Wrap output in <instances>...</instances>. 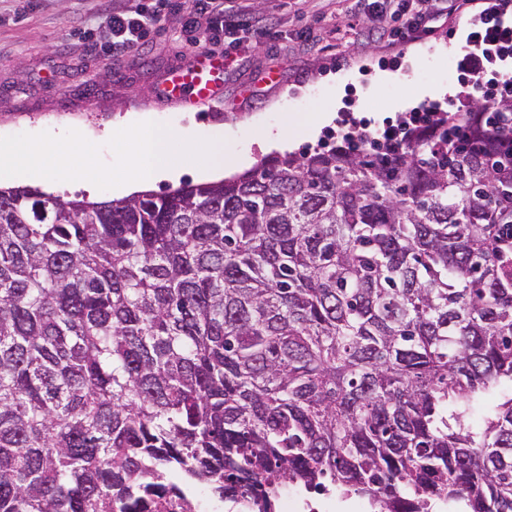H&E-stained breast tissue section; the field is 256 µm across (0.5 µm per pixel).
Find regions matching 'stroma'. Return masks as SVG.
<instances>
[{
    "label": "stroma",
    "mask_w": 512,
    "mask_h": 512,
    "mask_svg": "<svg viewBox=\"0 0 512 512\" xmlns=\"http://www.w3.org/2000/svg\"><path fill=\"white\" fill-rule=\"evenodd\" d=\"M275 34L240 27L243 49L226 61L223 103L186 106L160 96L172 71L189 67L190 39L207 40V23L184 33L175 18L141 47L109 56L103 35L112 0H0V137L70 127L103 130L141 114L173 125L193 123L197 137L224 130L226 151L263 159L259 131L288 132L293 153L322 148L335 124L307 136L314 113L334 109L380 125L431 103L428 88L456 84L466 52L467 19L453 33L425 42L388 45L348 27L346 0H248ZM208 42V40H207ZM207 49L223 54V46ZM111 67V80L101 72ZM383 70L394 80L375 83Z\"/></svg>",
    "instance_id": "1"
}]
</instances>
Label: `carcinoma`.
Returning a JSON list of instances; mask_svg holds the SVG:
<instances>
[{
    "mask_svg": "<svg viewBox=\"0 0 512 512\" xmlns=\"http://www.w3.org/2000/svg\"><path fill=\"white\" fill-rule=\"evenodd\" d=\"M512 101L91 202L0 188V512H512ZM177 163L179 165H181L184 168V170H185V173L182 176V178L180 179L179 183L174 184V185H172L171 183H168V182L147 183L146 187H144V188H142L140 190H137V191L145 190V191H153L155 193H162V192H167V191H170V190H174V189L180 187L184 182L202 183V182L218 181V180H221L222 178L224 179V177L228 178L229 176H231V175H233L235 173L243 171V170L237 171V172H234L232 174L226 175L224 177L221 176V177L215 178V179L202 180V179H199L197 176L194 175V170L196 168H198L199 165H197V164H195L193 162H189V161H181V162H177ZM322 496V497H319ZM336 509V499L333 503L329 494L304 496L298 491H288L282 499L277 512H334L325 509Z\"/></svg>",
    "mask_w": 512,
    "mask_h": 512,
    "instance_id": "cac0c4a2",
    "label": "carcinoma"
}]
</instances>
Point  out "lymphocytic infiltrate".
<instances>
[{
    "label": "lymphocytic infiltrate",
    "instance_id": "obj_1",
    "mask_svg": "<svg viewBox=\"0 0 512 512\" xmlns=\"http://www.w3.org/2000/svg\"><path fill=\"white\" fill-rule=\"evenodd\" d=\"M406 18L392 36L399 41H420L448 27L451 17L470 16L473 29L468 36L471 46L459 61L458 68L464 90L451 105L459 112L471 111L477 102L488 99H512V76L493 74L496 62L512 58V25L504 23L512 13V0H401ZM160 20L157 11L143 4L117 10L105 22L106 43L112 53H123L138 47ZM435 116L434 105L406 113L396 123L381 127L345 119L340 123L341 141L347 147L360 149L377 144L402 143L414 127H430Z\"/></svg>",
    "mask_w": 512,
    "mask_h": 512
}]
</instances>
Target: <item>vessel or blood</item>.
Listing matches in <instances>:
<instances>
[{"mask_svg":"<svg viewBox=\"0 0 512 512\" xmlns=\"http://www.w3.org/2000/svg\"><path fill=\"white\" fill-rule=\"evenodd\" d=\"M224 63L200 53L194 65L172 74L163 89L164 97L196 106L222 101Z\"/></svg>","mask_w":512,"mask_h":512,"instance_id":"1","label":"vessel or blood"}]
</instances>
